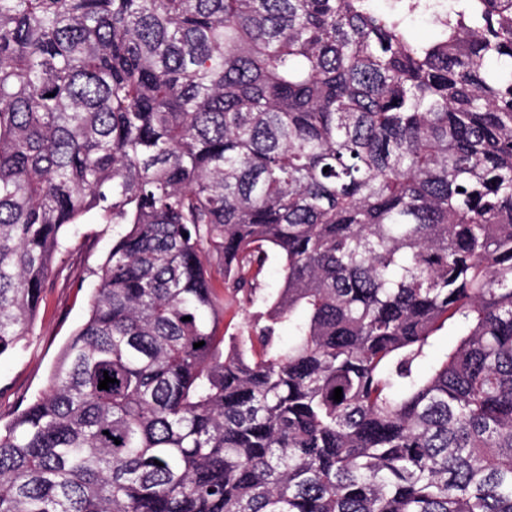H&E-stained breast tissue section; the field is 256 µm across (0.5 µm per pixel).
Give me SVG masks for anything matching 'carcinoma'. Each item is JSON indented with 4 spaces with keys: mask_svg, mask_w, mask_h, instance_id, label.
Instances as JSON below:
<instances>
[{
    "mask_svg": "<svg viewBox=\"0 0 512 512\" xmlns=\"http://www.w3.org/2000/svg\"><path fill=\"white\" fill-rule=\"evenodd\" d=\"M90 216L0 512H512V0H0V357ZM262 310L260 305L246 310L242 309L232 302L230 297L227 298L224 295V323L221 325V332L224 334L226 344L230 336L246 335L248 323L257 319L259 312Z\"/></svg>",
    "mask_w": 512,
    "mask_h": 512,
    "instance_id": "obj_1",
    "label": "carcinoma"
}]
</instances>
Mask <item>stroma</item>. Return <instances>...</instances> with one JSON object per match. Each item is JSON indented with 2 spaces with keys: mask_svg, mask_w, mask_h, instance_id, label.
I'll return each instance as SVG.
<instances>
[{
  "mask_svg": "<svg viewBox=\"0 0 512 512\" xmlns=\"http://www.w3.org/2000/svg\"><path fill=\"white\" fill-rule=\"evenodd\" d=\"M111 246V225L90 220L71 231L47 280L32 334L21 349L0 358V425L45 387L60 351L86 318L95 272Z\"/></svg>",
  "mask_w": 512,
  "mask_h": 512,
  "instance_id": "stroma-1",
  "label": "stroma"
}]
</instances>
